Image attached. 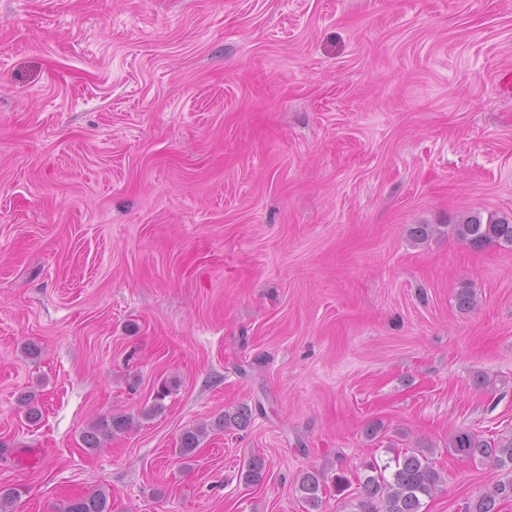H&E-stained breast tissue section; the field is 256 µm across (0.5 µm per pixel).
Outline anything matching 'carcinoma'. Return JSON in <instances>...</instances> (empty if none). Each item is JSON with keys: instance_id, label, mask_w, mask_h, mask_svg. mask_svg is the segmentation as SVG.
Here are the masks:
<instances>
[{"instance_id": "carcinoma-1", "label": "carcinoma", "mask_w": 512, "mask_h": 512, "mask_svg": "<svg viewBox=\"0 0 512 512\" xmlns=\"http://www.w3.org/2000/svg\"><path fill=\"white\" fill-rule=\"evenodd\" d=\"M446 227L458 239L474 248L499 245L512 248V220L494 215L483 217L471 212L456 224H418L412 236L423 240ZM251 409L240 405L218 418L217 427L225 430L242 428L251 419ZM131 425L127 415L102 418L92 424L82 436L85 448L94 453L112 436L126 431ZM208 425L199 424L186 430L180 437L176 453L188 459L207 434ZM449 448L458 456L482 463L499 471V478L475 498L467 501L464 512H499V506L512 500V436L498 439L484 438L472 431L459 430L450 439ZM432 450L425 446L407 448L396 454L393 463L378 467L366 466L369 474L359 480V494L352 512H421L424 497L431 498L442 483L440 471L431 458ZM244 485L255 488L268 478L266 462L261 457L250 458L241 469ZM326 483L324 472L312 469L303 472L297 482L300 497L311 507H319ZM21 496L18 488L0 487V512H12ZM63 512H112L110 497L103 490L74 499Z\"/></svg>"}]
</instances>
